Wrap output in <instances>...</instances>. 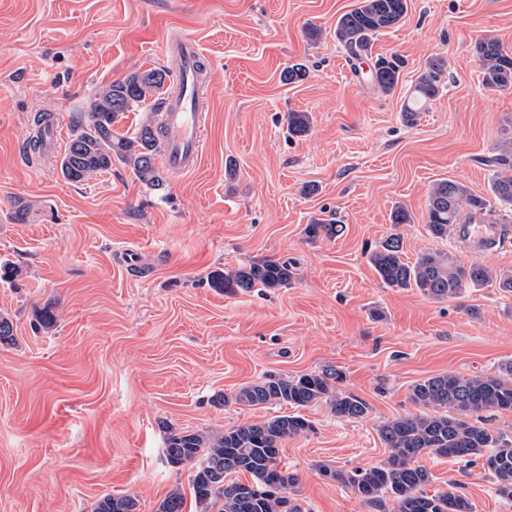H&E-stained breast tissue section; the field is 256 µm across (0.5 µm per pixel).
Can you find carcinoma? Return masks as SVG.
<instances>
[{"label":"carcinoma","mask_w":512,"mask_h":512,"mask_svg":"<svg viewBox=\"0 0 512 512\" xmlns=\"http://www.w3.org/2000/svg\"><path fill=\"white\" fill-rule=\"evenodd\" d=\"M408 12V0H360L358 6L336 22V40L350 55L371 51L382 32L396 27ZM475 56L485 89L497 92L512 87V52L495 37H484L475 45ZM403 59L379 57L372 70V83L383 93L393 92L400 80ZM445 61L429 62L417 78L404 104L403 119L416 120L418 104L440 93ZM171 72L167 67L137 70L101 87L85 112L79 113L73 137L59 159V173L69 183H83L118 162L150 186L159 184L156 159L160 151V128L153 118L168 94ZM145 111L134 129L118 128L125 113ZM311 126L307 112L288 113V133L306 134ZM490 168V197L474 193L464 183L443 179L434 183L426 202L427 228L436 239L453 232L461 219L482 218L490 224L512 223V124L503 132L494 153L484 159ZM337 224L317 219L305 228L310 239L333 237ZM403 241L391 234L373 251L368 261L381 282L389 288H416L435 301L460 297L468 288L495 283L512 292V273L495 271L480 261L468 265L445 251H424L415 261L402 258ZM294 278L289 260H260L231 270H217L211 285L227 295L256 289L286 287ZM341 371L328 367L319 373L284 377L267 372L241 387L232 400L240 406L289 405L308 407L325 402L333 415L359 420L370 406L353 394L340 391L335 383ZM410 401L422 407L417 413L399 414L378 426V436L389 456L380 464L351 470L322 467V476L350 488L362 501L381 509L394 502L393 512H470L468 498L456 483L449 490L428 493L432 475L417 459L423 455L451 457L466 462L478 459L495 479L497 494L512 500V434L485 426L482 413L512 410V362L493 375L437 374L415 382ZM311 428L302 415H276L264 421L244 423L221 433L182 431L165 441V457L178 466H195L192 489L199 512H304L299 500L290 496L297 484L295 474L280 466L281 445L289 437ZM246 476L242 480L239 475ZM248 485L245 493L237 487ZM135 499L106 494L92 512H136ZM184 497L170 492L158 512H184Z\"/></svg>","instance_id":"obj_1"}]
</instances>
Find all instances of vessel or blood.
<instances>
[{
  "mask_svg": "<svg viewBox=\"0 0 512 512\" xmlns=\"http://www.w3.org/2000/svg\"><path fill=\"white\" fill-rule=\"evenodd\" d=\"M166 51L178 66V92L167 98L162 109V158L172 171L194 170L204 147L201 120L202 75L197 66L202 53L196 41L187 35L172 38ZM512 236V227L505 224H460L456 238L471 253L479 255L499 246Z\"/></svg>",
  "mask_w": 512,
  "mask_h": 512,
  "instance_id": "b4317fda",
  "label": "vessel or blood"
}]
</instances>
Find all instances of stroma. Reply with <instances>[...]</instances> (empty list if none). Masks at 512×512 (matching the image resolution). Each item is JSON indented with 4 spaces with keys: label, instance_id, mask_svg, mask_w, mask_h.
<instances>
[{
    "label": "stroma",
    "instance_id": "stroma-1",
    "mask_svg": "<svg viewBox=\"0 0 512 512\" xmlns=\"http://www.w3.org/2000/svg\"><path fill=\"white\" fill-rule=\"evenodd\" d=\"M358 2L0 0V262L19 269L0 282V314L15 334L0 344V512H91L106 494L156 512L174 489L196 512L191 466L166 461L169 431L219 433L291 413L216 398L266 372L328 366L370 413L356 421L323 403L303 408L311 428L283 442L282 463L305 512H375L321 467L386 459L377 428L416 412V381L492 374L512 361V292L492 284L436 302L386 287L367 259L397 232L404 260L437 249L474 261L455 238L430 236L426 200L448 178L489 193L483 160L512 123V89H484L474 45L492 36L512 49V0H409L399 26L354 58L334 29ZM178 32L196 39L213 73L195 170L165 174L153 190L118 164L73 185L58 153L30 162L34 113L54 115L67 145L99 87L172 67L164 47ZM391 53L406 66L385 94L371 70ZM436 55L448 61L443 88L406 124L404 100ZM294 63L307 78L283 82ZM293 111L311 114L307 135H289ZM307 184L314 194H303ZM398 202L412 223L391 224ZM328 211L338 234L307 238L306 225ZM130 251L134 271L123 260ZM279 258L296 263L286 287L231 296L210 285L213 271ZM418 463L432 489L460 483L472 512H512L481 462Z\"/></svg>",
    "mask_w": 512,
    "mask_h": 512
}]
</instances>
